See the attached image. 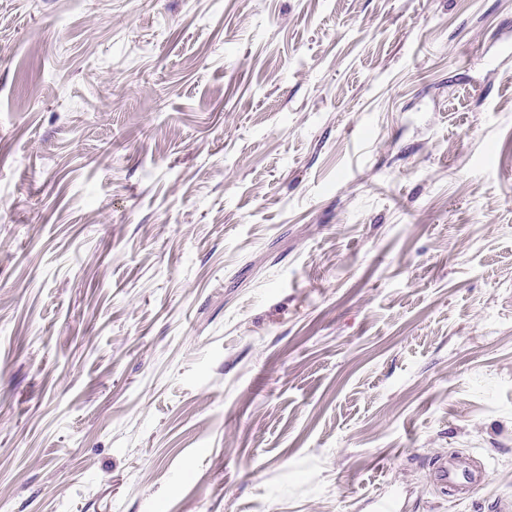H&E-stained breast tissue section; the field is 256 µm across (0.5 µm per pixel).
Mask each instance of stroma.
<instances>
[{"instance_id": "1", "label": "stroma", "mask_w": 512, "mask_h": 512, "mask_svg": "<svg viewBox=\"0 0 512 512\" xmlns=\"http://www.w3.org/2000/svg\"><path fill=\"white\" fill-rule=\"evenodd\" d=\"M394 494L512 512V0H0V512ZM487 477L483 464L460 454L440 458L434 470L436 486L462 498H468Z\"/></svg>"}]
</instances>
